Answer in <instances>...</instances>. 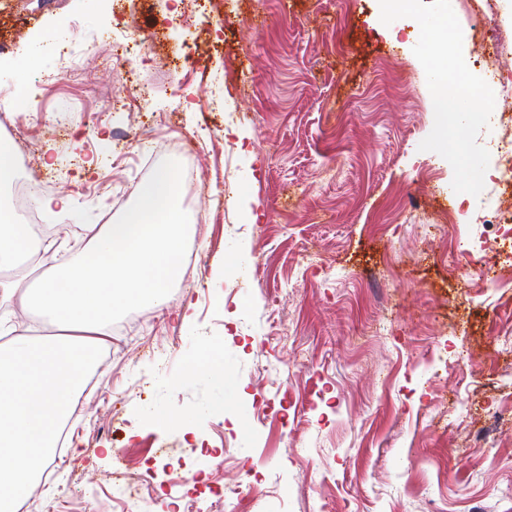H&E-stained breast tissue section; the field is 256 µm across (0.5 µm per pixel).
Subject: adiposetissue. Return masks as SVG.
<instances>
[{"instance_id":"ef3b65f1","label":"adipose tissue","mask_w":512,"mask_h":512,"mask_svg":"<svg viewBox=\"0 0 512 512\" xmlns=\"http://www.w3.org/2000/svg\"><path fill=\"white\" fill-rule=\"evenodd\" d=\"M185 225L182 194L167 177L144 192L138 221L87 225L74 241L32 237L0 207V272L40 251L69 255L34 286L0 280L1 301H19L55 330L32 336L0 315V506L7 512H20L36 490L82 380L112 346L117 311L161 305L178 274Z\"/></svg>"}]
</instances>
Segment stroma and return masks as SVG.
Returning <instances> with one entry per match:
<instances>
[{"instance_id":"1","label":"stroma","mask_w":512,"mask_h":512,"mask_svg":"<svg viewBox=\"0 0 512 512\" xmlns=\"http://www.w3.org/2000/svg\"><path fill=\"white\" fill-rule=\"evenodd\" d=\"M221 11L236 19L218 35ZM167 15L166 0H0V75L32 57L65 74L44 97H0L30 148L0 132V188L29 180L71 200L39 208L37 235L130 223L140 191L170 174L194 218L186 251L203 255L162 308L117 317L126 355L94 369L99 392L35 500L113 512V472L208 468L209 444L224 450L223 512H512V266L495 288L468 277L463 240L433 223L453 170L419 148L434 109L418 23L399 19L391 38L378 0H212L171 27ZM128 38L148 92L138 114L112 105L124 75L98 69ZM186 47L197 67L162 63ZM131 126L122 147L112 131ZM186 306L188 328L174 316ZM173 339L171 362L142 352ZM212 344L222 393L195 419L203 389L184 356ZM155 404L162 419L144 417Z\"/></svg>"}]
</instances>
